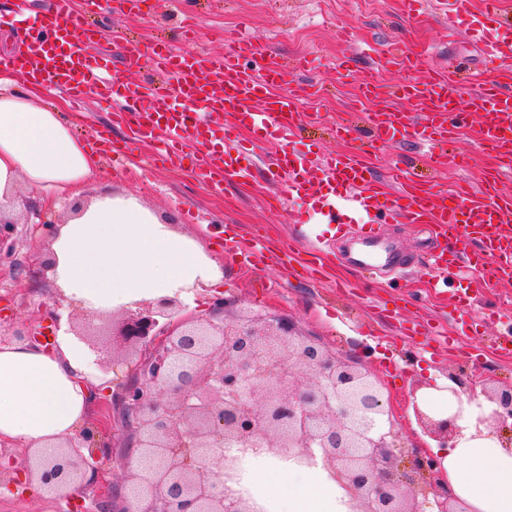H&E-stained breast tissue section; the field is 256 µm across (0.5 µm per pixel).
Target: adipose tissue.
<instances>
[{"mask_svg":"<svg viewBox=\"0 0 512 512\" xmlns=\"http://www.w3.org/2000/svg\"><path fill=\"white\" fill-rule=\"evenodd\" d=\"M21 76L0 75V216L25 211L18 182L44 193L81 198L100 161L57 107L34 101ZM82 200V198H81ZM46 275L81 308L109 316L138 303L218 284L219 264L192 236L136 198L104 190L81 205L49 237ZM95 356L70 334L52 350L17 342L0 346V442L46 451L87 420ZM436 419L454 418L451 448L432 447L455 498L468 512H512V448L477 432L494 408L483 395H454L442 378L419 400ZM283 512H349L343 490L321 466L289 463Z\"/></svg>","mask_w":512,"mask_h":512,"instance_id":"ef3b65f1","label":"adipose tissue"}]
</instances>
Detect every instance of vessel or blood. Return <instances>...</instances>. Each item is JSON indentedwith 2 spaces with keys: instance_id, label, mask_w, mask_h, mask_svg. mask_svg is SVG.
Instances as JSON below:
<instances>
[{
  "instance_id": "obj_1",
  "label": "vessel or blood",
  "mask_w": 512,
  "mask_h": 512,
  "mask_svg": "<svg viewBox=\"0 0 512 512\" xmlns=\"http://www.w3.org/2000/svg\"><path fill=\"white\" fill-rule=\"evenodd\" d=\"M449 22H461L484 44L490 57L512 60V25L503 24L499 0H447ZM101 0H50L46 12L29 27L24 55H0V71H16L41 89L64 91L74 106L89 96L113 102V121L130 127L135 139L153 147L155 163L182 165L191 160L198 182L222 188L226 178L246 179L264 171L284 202L299 200L321 210L327 224L347 223L350 212H364L367 222L357 225L344 253L351 268L360 272L400 263V253L383 238L381 225L399 221L424 224L435 240L429 256L436 275L452 289L451 303L458 318H466L475 304L466 282L477 276L484 287L495 288L512 279V195L499 181H483L479 191L460 185L441 194L433 183L393 166L394 190L377 186L360 155L308 156L290 145L305 115L300 103L314 96L309 85H288L287 71L267 61L265 45L238 33L221 57L204 51L175 50L164 43L141 45L123 42L129 61L150 56L157 79L129 84L112 68L98 42L104 32L89 20ZM394 66L408 73L407 81L382 85L381 70ZM364 98L374 111L364 113L357 126L340 124L337 135L365 132L379 145L412 138L432 150L443 148L461 125L458 103L481 113L480 141L512 159V94L499 82L476 77L463 90L446 71L431 68L426 59L402 48L377 55L371 70L363 72ZM288 85L287 94L275 89ZM416 102L415 113L389 107L392 99ZM223 112L232 125L217 127L209 113ZM253 130L254 142L239 141L235 127ZM270 144L271 155L260 153ZM224 250L248 267L263 262L264 239L241 235L225 241Z\"/></svg>"
}]
</instances>
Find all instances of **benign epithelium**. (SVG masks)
I'll return each instance as SVG.
<instances>
[{"label": "benign epithelium", "instance_id": "1", "mask_svg": "<svg viewBox=\"0 0 512 512\" xmlns=\"http://www.w3.org/2000/svg\"><path fill=\"white\" fill-rule=\"evenodd\" d=\"M15 224L0 220V260L14 250ZM212 297L185 313L176 297L138 304L112 322L119 347L108 352L99 327L70 331L104 374L134 366L136 379L112 395V428L124 432L120 483L103 485L101 512H264L239 483L242 457L322 463L352 512H465L448 494L434 458L406 445L389 400L361 358L348 359L302 335L290 318L237 312ZM481 394L497 404L482 420L494 433L512 421V387L490 380ZM415 413L454 447V419ZM112 449L96 423L45 455H29L25 477L62 497L67 486L100 483Z\"/></svg>", "mask_w": 512, "mask_h": 512}]
</instances>
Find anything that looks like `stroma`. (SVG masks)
Returning <instances> with one entry per match:
<instances>
[{"instance_id": "obj_1", "label": "stroma", "mask_w": 512, "mask_h": 512, "mask_svg": "<svg viewBox=\"0 0 512 512\" xmlns=\"http://www.w3.org/2000/svg\"><path fill=\"white\" fill-rule=\"evenodd\" d=\"M186 2L198 10L199 43L211 55L223 56L225 30L246 26L268 45L272 61L280 63L296 55L313 58L310 69L294 76L295 81L320 88L319 98L303 107L312 118L302 126L296 144L304 153H342L357 147L355 141H340L335 135L341 118L366 110L357 97L356 79L344 77L336 67L345 55L352 57L354 70L360 72L370 64L369 49L382 50L400 42L424 53L432 67L448 71L452 78H461L467 69H488L512 90V61L489 63L461 30L449 28L440 0H425L415 16L409 14L404 0ZM106 23L111 34L100 47L111 56L113 68L135 84L151 78L152 71L147 60L128 62L119 48L122 39L178 40V9L172 0H142L135 13L114 9ZM454 148L465 162L453 172L447 158L414 144L370 147L365 158L380 183H388L390 168L399 161L414 167L423 179L435 181L441 191L467 182L480 184L485 172L498 164L494 154L478 142L474 126L458 131ZM146 154V147L136 144L124 167L101 162L89 191L107 189L135 196L182 232L198 236L224 277L219 286H205L183 297L186 310H198L208 298L221 295L269 318L291 317L303 334L337 353L352 356L363 348L371 350L368 368L381 381L403 438L413 444L424 446L429 440L412 408L413 390L433 387L437 378L460 366L476 380L512 383V354L497 349V326L481 321L488 308L512 313V281L495 291L479 292L472 316L481 325L474 339L447 344L435 336L434 329L440 326L449 336L455 335L456 321L447 298L430 288L427 268L417 263L404 272L364 279L332 254L324 282H314L294 268L293 254L300 248L295 231L301 226L310 231L323 228L320 214L301 202L280 206L264 174L247 182L228 180L217 194L201 187L190 168L145 165ZM73 206V201L59 199L56 207L39 208L18 225L14 255L0 262V331L23 329L54 337L60 319L73 313L80 321L104 324V317L76 310L73 302L59 297L38 261L43 241L33 234V225L61 223ZM228 228L267 239L271 252L265 264L247 272L226 256L222 241ZM37 306L47 314L35 320L30 310ZM405 320L416 323L413 334L402 332L400 324Z\"/></svg>"}]
</instances>
